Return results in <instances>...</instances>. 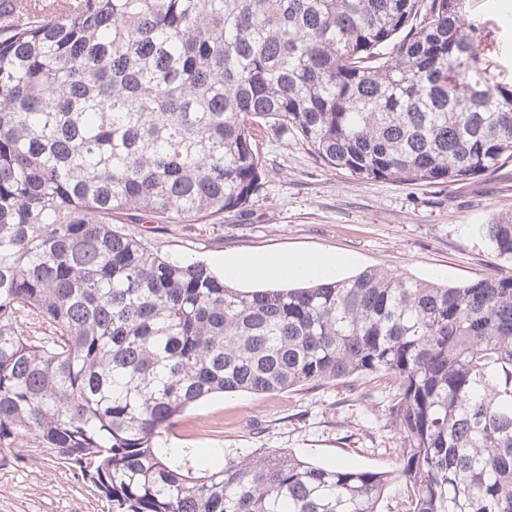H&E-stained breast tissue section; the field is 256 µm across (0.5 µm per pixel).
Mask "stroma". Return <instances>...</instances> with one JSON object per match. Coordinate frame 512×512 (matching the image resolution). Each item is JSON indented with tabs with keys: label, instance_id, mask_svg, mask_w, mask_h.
Returning a JSON list of instances; mask_svg holds the SVG:
<instances>
[{
	"label": "stroma",
	"instance_id": "1",
	"mask_svg": "<svg viewBox=\"0 0 512 512\" xmlns=\"http://www.w3.org/2000/svg\"><path fill=\"white\" fill-rule=\"evenodd\" d=\"M484 25L480 49L512 85V0H469ZM255 147L263 190L243 212L199 224H136L132 230L169 258L219 265L233 255L307 250L344 258V277L386 269L421 281L461 284L505 274L481 228L512 217V163L456 185L355 181L323 166L293 137L261 132ZM395 393L381 374L307 384L273 394H215L186 409L155 445L195 472L282 448L333 468L391 472L401 443L389 415ZM0 512H115L77 469L24 434L0 448Z\"/></svg>",
	"mask_w": 512,
	"mask_h": 512
}]
</instances>
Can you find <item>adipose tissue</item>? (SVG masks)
Returning <instances> with one entry per match:
<instances>
[{
  "label": "adipose tissue",
  "instance_id": "adipose-tissue-1",
  "mask_svg": "<svg viewBox=\"0 0 512 512\" xmlns=\"http://www.w3.org/2000/svg\"><path fill=\"white\" fill-rule=\"evenodd\" d=\"M341 261L335 256L288 251L275 255L249 254L224 260V273L242 281L283 282L302 277H335Z\"/></svg>",
  "mask_w": 512,
  "mask_h": 512
}]
</instances>
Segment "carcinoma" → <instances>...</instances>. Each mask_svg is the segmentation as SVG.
I'll return each mask as SVG.
<instances>
[{
  "label": "carcinoma",
  "mask_w": 512,
  "mask_h": 512,
  "mask_svg": "<svg viewBox=\"0 0 512 512\" xmlns=\"http://www.w3.org/2000/svg\"><path fill=\"white\" fill-rule=\"evenodd\" d=\"M468 0H15L0 9V447L32 434L120 512H512V273L378 269L243 291L115 223L196 224L263 187L253 132L356 181L512 162V85ZM512 265V218L482 227ZM38 315L56 336L25 334ZM390 376L395 474L284 450L194 475L154 447L214 393ZM407 490L399 482L393 483L379 504L382 512H404L407 508Z\"/></svg>",
  "instance_id": "carcinoma-1"
}]
</instances>
